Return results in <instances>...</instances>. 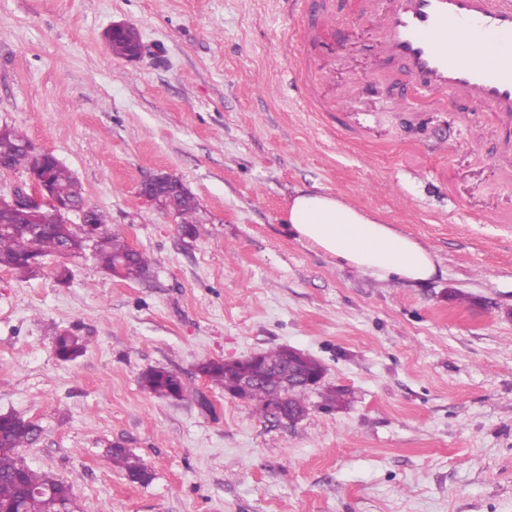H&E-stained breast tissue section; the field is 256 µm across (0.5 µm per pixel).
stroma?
I'll list each match as a JSON object with an SVG mask.
<instances>
[{"instance_id": "1", "label": "stroma", "mask_w": 512, "mask_h": 512, "mask_svg": "<svg viewBox=\"0 0 512 512\" xmlns=\"http://www.w3.org/2000/svg\"><path fill=\"white\" fill-rule=\"evenodd\" d=\"M314 2L0 0V128L53 153L152 261L142 282L89 252L0 269V414L41 427L20 455L83 512H512V130L384 76L366 0L329 11L314 82L290 74ZM115 22L139 32L136 60L108 50ZM160 173L195 196V238L139 196ZM298 188L415 238L437 276L379 280L297 241ZM64 330L86 344L71 361ZM284 345L343 401L312 390L278 422L198 371ZM151 368L186 397L144 391ZM114 444L148 482L105 461ZM55 350L61 360L69 361L80 356L85 351V345L79 337L61 333L56 337Z\"/></svg>"}]
</instances>
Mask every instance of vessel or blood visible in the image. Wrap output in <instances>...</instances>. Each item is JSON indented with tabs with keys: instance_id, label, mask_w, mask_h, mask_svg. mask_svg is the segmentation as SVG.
I'll return each mask as SVG.
<instances>
[{
	"instance_id": "obj_1",
	"label": "vessel or blood",
	"mask_w": 512,
	"mask_h": 512,
	"mask_svg": "<svg viewBox=\"0 0 512 512\" xmlns=\"http://www.w3.org/2000/svg\"><path fill=\"white\" fill-rule=\"evenodd\" d=\"M380 6L373 37L385 63L406 69L415 92H443L472 112H490L512 126V64L474 63L471 44L495 47L512 41V0H370ZM461 34L454 47L438 39Z\"/></svg>"
}]
</instances>
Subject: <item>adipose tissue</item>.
<instances>
[{
	"mask_svg": "<svg viewBox=\"0 0 512 512\" xmlns=\"http://www.w3.org/2000/svg\"><path fill=\"white\" fill-rule=\"evenodd\" d=\"M284 222L299 241L377 278L417 284L437 273L430 250L339 196L295 190Z\"/></svg>",
	"mask_w": 512,
	"mask_h": 512,
	"instance_id": "1",
	"label": "adipose tissue"
}]
</instances>
